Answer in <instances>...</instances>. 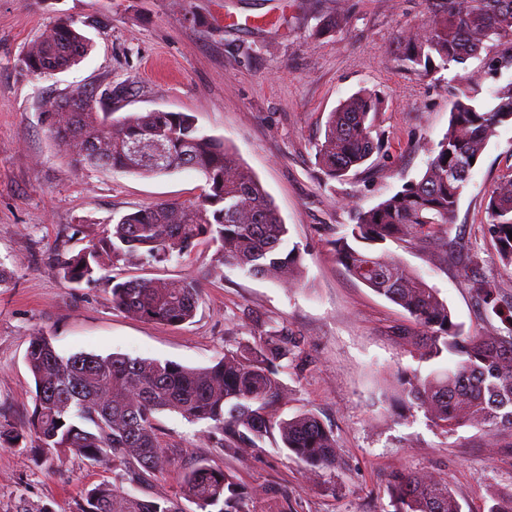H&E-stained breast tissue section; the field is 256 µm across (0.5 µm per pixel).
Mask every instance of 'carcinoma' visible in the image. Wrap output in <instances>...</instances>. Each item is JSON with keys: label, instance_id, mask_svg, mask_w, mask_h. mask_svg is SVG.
Returning <instances> with one entry per match:
<instances>
[{"label": "carcinoma", "instance_id": "obj_1", "mask_svg": "<svg viewBox=\"0 0 512 512\" xmlns=\"http://www.w3.org/2000/svg\"><path fill=\"white\" fill-rule=\"evenodd\" d=\"M89 16L61 17L34 40L20 59L30 74L63 72L91 51L84 28H98ZM406 69L428 74L463 64L481 50L512 65V0H443V8L420 27L402 33ZM489 106L462 87L448 129L432 150L423 175L368 210L356 213L350 235L335 241L348 274L407 311L423 329L421 358L439 365L422 376L400 380L401 394L433 426L452 433L463 426L491 432L512 430V317L498 306L491 280L472 284L485 325L461 334L446 301L407 264L382 248L404 241L416 248L444 246L463 188L496 129L512 122V82L496 88ZM112 87L100 95L77 89L41 104L48 131L75 168L122 170L139 175L194 168L206 187L192 204L161 201L104 222L102 233L60 262L71 283L93 281L118 265L152 266L181 256L202 242L216 246L220 267L256 277L298 284L300 252L284 249L288 235L269 195L224 141L202 132L190 112L153 110L112 118ZM376 94L363 90L342 100L325 123L318 145L319 169L343 181L382 147L375 121ZM488 224L504 267H512V175L494 184L486 203ZM112 307L170 327L195 316L198 288L190 277L169 281L135 278L110 285ZM275 330L263 343L225 350L202 369L112 353H60L50 336L32 332L25 355L34 382L33 409L25 426H0V447L28 441L45 454L71 451L92 462H112L113 481L88 490L76 512H184L168 498L141 497L124 483H141L172 465L155 433V415L180 414L207 424L225 448H257L278 435L282 448L313 472L333 468V431L313 413L279 417L286 399L279 379L291 355ZM181 497L198 512H250L248 492L235 476L203 461L182 476ZM395 512H462L441 479L401 472L391 482Z\"/></svg>", "mask_w": 512, "mask_h": 512}]
</instances>
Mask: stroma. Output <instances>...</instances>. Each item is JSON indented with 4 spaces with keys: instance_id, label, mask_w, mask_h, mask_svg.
<instances>
[{
    "instance_id": "1",
    "label": "stroma",
    "mask_w": 512,
    "mask_h": 512,
    "mask_svg": "<svg viewBox=\"0 0 512 512\" xmlns=\"http://www.w3.org/2000/svg\"><path fill=\"white\" fill-rule=\"evenodd\" d=\"M425 9V0H0V263L12 273L0 288V425L20 426L32 409L25 352L35 329L65 355L118 353L205 368L225 350L284 328L292 354L279 374L287 399L278 414L319 416L336 436L340 468L309 473L271 438L236 453L218 447L205 424L163 411L157 436L175 464L135 485L138 495L179 496L182 473L205 460L236 476L251 512H395L390 481L399 471L438 476L463 512H488L511 498L512 432L465 426L450 435L423 412L391 404L400 375L427 368L402 339L417 327L350 277L333 248L355 210L423 173L459 88L487 103L512 82V66L486 55L425 75L407 71L397 37ZM90 15L106 25L89 30L93 48L80 64L47 75L21 70L27 44L56 19ZM331 17L340 26L320 33ZM111 84L125 90L117 114L191 112L207 134L224 139L268 193L289 245L299 247V287L217 268L214 247L202 244L146 271L199 284L193 323L173 329L113 309L107 280L128 278L131 268L80 284L63 279L59 254L85 247L101 221L165 200L192 203L205 183L190 168L143 177L72 166L41 103ZM362 88L380 97L384 148L347 180L326 179L315 158L326 118ZM511 172L509 123L463 190L447 254L393 248L439 290L466 335L484 324L474 281H495L502 310H512V269L498 261L485 214L491 186ZM112 478L106 462L0 448V512H16L22 499L74 512L88 490Z\"/></svg>"
}]
</instances>
